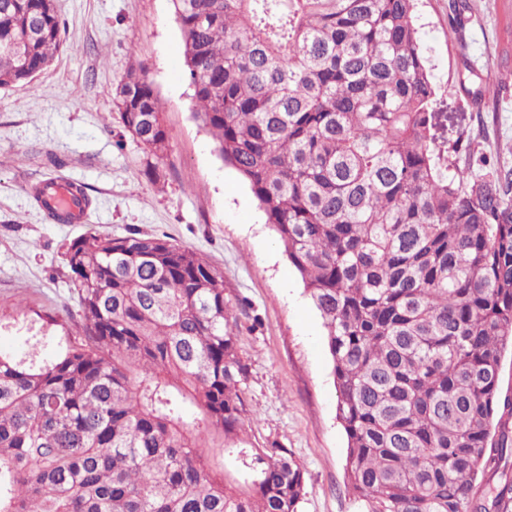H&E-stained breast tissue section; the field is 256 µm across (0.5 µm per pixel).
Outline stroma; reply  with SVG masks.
Listing matches in <instances>:
<instances>
[{
	"label": "stroma",
	"instance_id": "35a3bbf8",
	"mask_svg": "<svg viewBox=\"0 0 512 512\" xmlns=\"http://www.w3.org/2000/svg\"><path fill=\"white\" fill-rule=\"evenodd\" d=\"M63 49L32 83L0 89V352L24 354L31 326L54 339L80 320L65 252L86 230L166 236L224 274L248 365L244 437L290 449L306 494L299 512H361L346 490L347 437L322 320L248 184L194 117L184 41L172 0H60ZM419 35L439 85L438 133L471 134L512 168V0H419ZM461 20V42L448 28ZM146 64L163 104L168 152L158 180L115 105L126 75ZM75 179L91 200L84 224H57L30 187Z\"/></svg>",
	"mask_w": 512,
	"mask_h": 512
}]
</instances>
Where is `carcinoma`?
<instances>
[{"label": "carcinoma", "instance_id": "obj_1", "mask_svg": "<svg viewBox=\"0 0 512 512\" xmlns=\"http://www.w3.org/2000/svg\"><path fill=\"white\" fill-rule=\"evenodd\" d=\"M196 118L319 311L363 512H512V171L436 134L415 0H172ZM63 46L59 0H0V89ZM125 132L168 136L142 66ZM465 160V166L459 161ZM81 324L0 354V512H298L287 448L241 437L224 274L153 235L65 252Z\"/></svg>", "mask_w": 512, "mask_h": 512}]
</instances>
